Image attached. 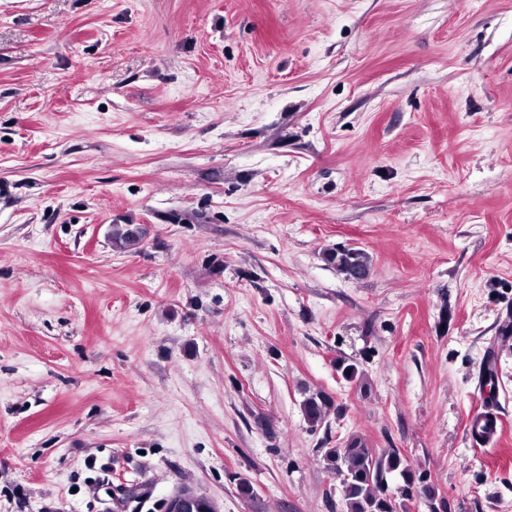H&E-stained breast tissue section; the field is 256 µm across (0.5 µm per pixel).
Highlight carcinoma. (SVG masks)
Masks as SVG:
<instances>
[{
  "label": "carcinoma",
  "mask_w": 512,
  "mask_h": 512,
  "mask_svg": "<svg viewBox=\"0 0 512 512\" xmlns=\"http://www.w3.org/2000/svg\"><path fill=\"white\" fill-rule=\"evenodd\" d=\"M143 235L138 224L112 225V245L120 250L139 248ZM323 260L340 274L349 276L355 269L371 271L367 252L354 247H332L322 253ZM331 397L323 391H309L301 402V412L311 429L326 419ZM322 459L339 478L346 512H406L413 494L429 502L431 512H445L433 483L418 473L396 448L377 450L365 439L353 435L336 448L325 449Z\"/></svg>",
  "instance_id": "cac0c4a2"
}]
</instances>
